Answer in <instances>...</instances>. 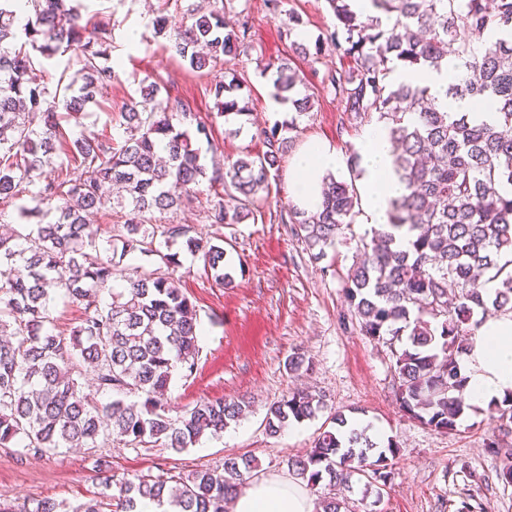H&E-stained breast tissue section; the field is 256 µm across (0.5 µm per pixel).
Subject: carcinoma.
<instances>
[{"label":"carcinoma","instance_id":"carcinoma-1","mask_svg":"<svg viewBox=\"0 0 512 512\" xmlns=\"http://www.w3.org/2000/svg\"><path fill=\"white\" fill-rule=\"evenodd\" d=\"M326 2L334 28L315 50L332 48L350 66L327 73L323 89L340 97L353 119L367 122L376 113L385 121L404 185L388 223L361 240L343 294L360 332L391 347L402 412L450 433L469 408L459 357L484 316L512 312V0H372L379 15L365 17L349 0ZM230 4L189 8L185 24L172 31L161 8L154 33L168 38V51L192 71L213 69L250 38L245 18L225 31ZM82 9L81 0H0V200L32 186L35 206L21 207L19 217H42L26 233H0V448L21 456L60 448L95 453L115 432L133 448L159 443L179 452L206 434L221 435L249 407L243 399H206L174 418L165 402L173 371L193 373L199 346L195 305L177 286V256L162 247L183 240L216 284L233 282L222 237L204 240L166 220L192 202L206 175L192 136L207 139L210 128L149 83L140 85V100L121 107V141L66 136L63 124H81L117 76L110 23L90 22ZM485 33L474 48L473 36ZM71 50L78 69L68 84L50 89L37 73L39 59ZM452 57L470 76L455 78L446 95L490 100L495 123L452 116L427 87L389 81L393 65L439 70ZM262 72L272 74L273 95L294 112L262 131L266 150L213 163L210 181L223 193L205 211L208 224L254 215L293 148L298 119L313 108L312 96L297 90L303 81L289 59L268 62ZM241 87L234 79L209 86L218 114L250 115L249 101L236 94ZM117 206L124 223L104 232L89 223V215ZM356 206L355 178L328 174L319 211L290 205L279 218L295 224V236L319 259L336 246ZM134 251L158 257L159 267H131L123 287L112 288L116 258ZM108 291L109 303L102 301ZM60 296L84 309L68 336L54 324ZM89 368L95 385L87 391L81 379ZM103 394L109 401L97 399ZM324 409L318 393L294 388L268 405L265 427L275 435ZM491 420L490 453L501 480L512 484V396L494 406ZM327 421L314 446L288 461L292 471L312 487L350 488L364 478L386 485L397 443L379 447L368 428H347L341 411ZM97 468V499L71 507L51 499L20 508L1 502L0 512H103L108 501L113 512H137L145 499L177 512H225L257 461L228 456L222 467L184 478L138 475L118 483L106 461ZM319 512L349 510L329 492Z\"/></svg>","mask_w":512,"mask_h":512}]
</instances>
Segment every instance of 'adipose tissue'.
<instances>
[{"instance_id": "obj_1", "label": "adipose tissue", "mask_w": 512, "mask_h": 512, "mask_svg": "<svg viewBox=\"0 0 512 512\" xmlns=\"http://www.w3.org/2000/svg\"><path fill=\"white\" fill-rule=\"evenodd\" d=\"M395 82L429 87L449 113H468L472 119L494 122L495 113L475 108L471 101L446 96L447 72L399 68ZM360 180L365 200V219L370 224L386 223L391 199L402 187L392 168L391 143L384 125H370L359 142ZM345 165L342 154L330 144L310 143L293 159L292 202L300 210H316L321 202L320 181L327 171ZM466 379L468 402L485 407L501 403L512 395V313L491 316L483 321L460 362ZM233 512H315L302 490L275 476L250 480L232 501Z\"/></svg>"}]
</instances>
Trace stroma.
<instances>
[{"label":"stroma","instance_id":"35a3bbf8","mask_svg":"<svg viewBox=\"0 0 512 512\" xmlns=\"http://www.w3.org/2000/svg\"><path fill=\"white\" fill-rule=\"evenodd\" d=\"M206 2L90 0V13L109 20L112 27L110 53L118 78L99 105L88 107L80 125L66 126V133L119 138L118 112L147 80L167 87L171 96L180 97L211 125L210 140L196 143L204 167L217 159L237 158L246 149L261 151V130L284 119L268 107L271 81L261 70L267 62L289 56L315 96L313 111L299 123L296 147L326 142L343 156L356 153L364 125L344 112L339 98L321 85L327 72L347 67V60L332 51L295 57L290 50L295 41L314 46L333 28L326 0H284V9L301 18L290 36L281 30V15L269 10L265 0H247L253 50L199 77L170 56L165 39L154 35L151 21L158 5H166L172 23L179 24L187 8ZM134 29L139 32L135 47L129 43ZM235 76L247 81L242 93L249 98L251 112L237 121L217 116L206 92L207 85ZM196 190V203L170 220L191 226L198 237L222 236L234 281L216 285L199 260L180 250V287L197 310L200 351L191 376L173 375L168 403L177 416L205 398L242 396L250 403L244 416L223 436H203L180 453L158 445L132 448L117 436L102 443L96 454L63 448L53 455L22 458L0 450V501L20 505L34 497L70 505L85 502L101 490L95 463L99 454L106 456L119 480L136 474L185 476L244 453L256 456L260 475L291 480L288 459L312 447L322 422L295 423L272 436L265 430L264 417L267 406L297 384L323 394L329 408L362 419L378 442L391 438L398 444L386 487L380 495L367 496L362 484H354L347 494L351 512H459L465 501L470 512H512V484L498 479L497 463L486 448L492 433L488 414L466 415L457 431L448 434L408 419L396 400L398 383L388 346L348 324L343 280L357 242L371 230L362 213L354 214L335 248L316 260L292 234L290 224L269 214L223 227L205 223L204 213L216 196L205 177ZM297 351L312 360L313 368L293 375L286 362Z\"/></svg>","mask_w":512,"mask_h":512}]
</instances>
